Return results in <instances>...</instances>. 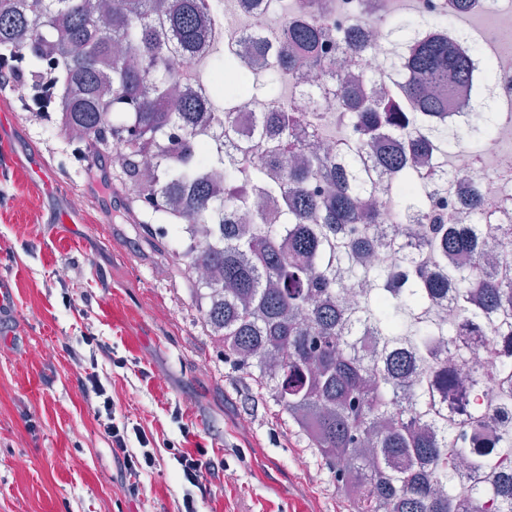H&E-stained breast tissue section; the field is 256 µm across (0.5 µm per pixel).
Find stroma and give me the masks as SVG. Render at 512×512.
I'll list each match as a JSON object with an SVG mask.
<instances>
[{
    "instance_id": "obj_1",
    "label": "stroma",
    "mask_w": 512,
    "mask_h": 512,
    "mask_svg": "<svg viewBox=\"0 0 512 512\" xmlns=\"http://www.w3.org/2000/svg\"><path fill=\"white\" fill-rule=\"evenodd\" d=\"M0 136L53 186L23 191L0 169V512H177L187 487L167 448L138 496L112 479L99 400L71 357L88 331L109 347L97 371L117 419L176 443L182 415L232 471L196 497L197 512H354L287 414L248 400L249 379L202 329L181 256L129 211L128 185L101 189L107 164L19 100H0Z\"/></svg>"
}]
</instances>
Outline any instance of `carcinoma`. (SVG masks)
I'll list each match as a JSON object with an SVG mask.
<instances>
[{
	"mask_svg": "<svg viewBox=\"0 0 512 512\" xmlns=\"http://www.w3.org/2000/svg\"><path fill=\"white\" fill-rule=\"evenodd\" d=\"M224 0H0V66L22 60L28 75L57 83L48 109L72 141L121 154L113 164L133 202L153 224H184L175 251L189 260L203 326L247 370L260 396L273 399L323 458L356 512H512V444L488 450V422L512 417V256L482 248L487 237L512 241V224H494L477 194L464 201L467 221L452 227L431 207L417 162L431 152L449 161L464 136H493L488 100L495 65L480 43L457 33L456 15L482 0H448L429 20L386 18V87L359 95L336 57L368 59L375 46L353 28L336 38L318 0H291L301 20L288 23L286 61L261 72L214 50L206 63L210 99L181 87L174 60L192 59L207 16ZM312 67L336 80L346 111L336 125L357 133L335 154L304 112L254 117L253 160L245 168L211 152L207 137L234 146L241 102L249 94L275 103L286 70ZM178 126L183 137L169 131ZM383 139L366 155V140ZM393 193L387 210L372 203L377 179ZM399 259L369 264L379 238ZM288 241V248L282 247ZM470 255L466 266L454 262ZM362 294L348 305L336 268ZM453 286L457 322L418 317ZM483 336L464 355L484 359L483 373L505 398L470 404L459 419L448 399L468 388L437 348ZM497 467L506 477L474 495L462 470Z\"/></svg>",
	"mask_w": 512,
	"mask_h": 512,
	"instance_id": "obj_1",
	"label": "carcinoma"
}]
</instances>
